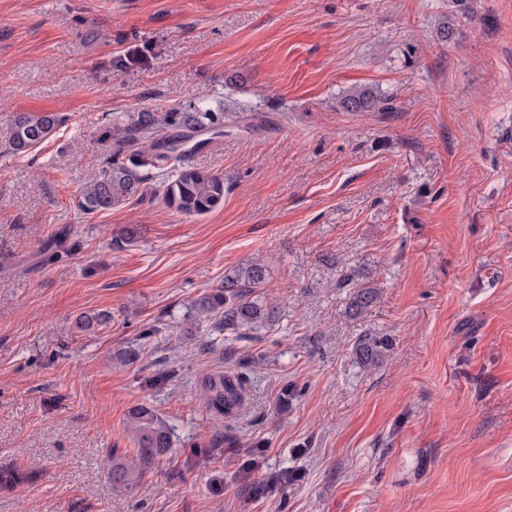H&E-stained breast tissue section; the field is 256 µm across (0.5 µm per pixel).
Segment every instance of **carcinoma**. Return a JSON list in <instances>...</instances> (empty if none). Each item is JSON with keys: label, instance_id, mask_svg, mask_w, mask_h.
Listing matches in <instances>:
<instances>
[{"label": "carcinoma", "instance_id": "carcinoma-1", "mask_svg": "<svg viewBox=\"0 0 512 512\" xmlns=\"http://www.w3.org/2000/svg\"><path fill=\"white\" fill-rule=\"evenodd\" d=\"M207 102L208 95L202 91L186 112H138L129 124L112 128L117 146L99 173L84 185L81 210L93 214L124 205L141 193L149 177L159 173L167 176L164 201L176 211L201 216L218 207L224 201V178L188 163L187 144L199 132L223 133L224 119L238 122L243 113L212 112ZM378 104V96L364 88H354L342 98L348 112H370ZM63 122L64 117L55 112H20L10 127L9 147L16 154L25 153L46 141ZM266 283V266L259 260L233 268L224 275V285L197 301V320L213 321L234 336L272 328L280 319V307L255 295ZM377 298L375 289L359 288L353 293L350 308L357 314L365 312ZM388 347L383 338H366L358 341L355 352L362 364L371 366ZM204 389L208 408L218 414L230 416L242 405L244 379L240 374L210 373ZM126 428L138 457L132 462L122 457L113 459L112 483L123 489L139 483L144 466L167 455L171 446L169 425L147 404L130 408Z\"/></svg>", "mask_w": 512, "mask_h": 512}]
</instances>
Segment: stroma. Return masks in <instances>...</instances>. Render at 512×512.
<instances>
[{
  "label": "stroma",
  "instance_id": "obj_1",
  "mask_svg": "<svg viewBox=\"0 0 512 512\" xmlns=\"http://www.w3.org/2000/svg\"><path fill=\"white\" fill-rule=\"evenodd\" d=\"M356 86L376 109H343ZM201 91L248 115L190 158L223 204L182 215L153 180L83 214L106 128ZM18 112L67 121L15 155ZM257 257L275 327L194 321ZM214 371L247 374L233 417ZM137 404L172 448L118 490ZM0 468L30 476L0 512H512V0H0ZM388 341L383 338H366L359 340L356 344L355 352L363 365L372 366L387 351ZM204 389L208 408L218 414L231 416L242 405L244 379L241 374L210 373L204 380Z\"/></svg>",
  "mask_w": 512,
  "mask_h": 512
}]
</instances>
